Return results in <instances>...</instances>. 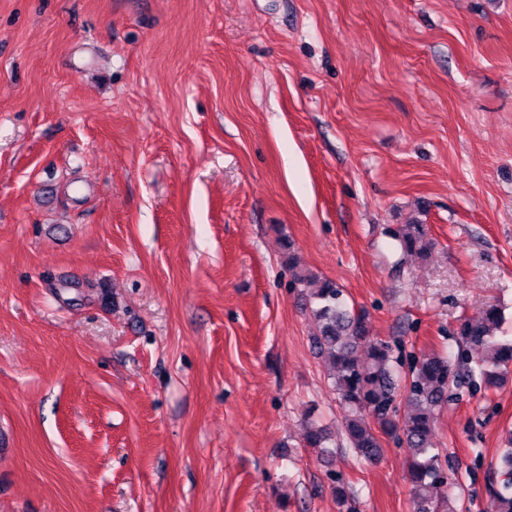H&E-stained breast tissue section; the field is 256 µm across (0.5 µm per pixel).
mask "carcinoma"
I'll return each mask as SVG.
<instances>
[{"label": "carcinoma", "instance_id": "obj_1", "mask_svg": "<svg viewBox=\"0 0 512 512\" xmlns=\"http://www.w3.org/2000/svg\"><path fill=\"white\" fill-rule=\"evenodd\" d=\"M408 254L426 255L434 246L425 225L407 224L390 231ZM316 325L313 343L332 368L334 387L343 410L349 448L373 463L383 455L379 434L396 439L410 461L415 512H440L433 491L446 483L444 464L431 440L437 411L448 401V389L475 374L496 385L512 365V341H498L493 329L501 320L495 304L459 323L454 336L455 359L423 355L400 376L392 345L370 335L366 314L349 310L342 291L323 281L312 292ZM412 409L404 423L397 420L399 397ZM502 489L492 498L493 512H512V451L504 458Z\"/></svg>", "mask_w": 512, "mask_h": 512}]
</instances>
